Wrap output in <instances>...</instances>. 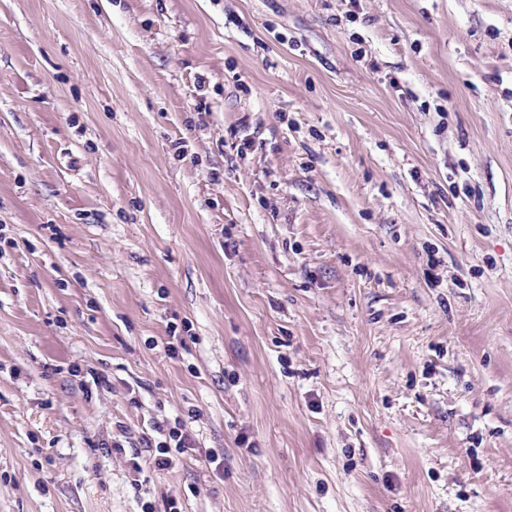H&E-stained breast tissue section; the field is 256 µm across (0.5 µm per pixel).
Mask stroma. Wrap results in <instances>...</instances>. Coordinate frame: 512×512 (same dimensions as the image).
I'll use <instances>...</instances> for the list:
<instances>
[{
  "label": "stroma",
  "instance_id": "35a3bbf8",
  "mask_svg": "<svg viewBox=\"0 0 512 512\" xmlns=\"http://www.w3.org/2000/svg\"><path fill=\"white\" fill-rule=\"evenodd\" d=\"M168 498L512 512V0H0V512ZM185 426L177 423V426L168 430V435H165V440L152 442L149 439L143 440L144 448L150 451L156 448L157 455H153L155 465L160 469L169 468L173 464L176 454L183 453L185 448H192V438L188 432H184ZM153 443H156L153 446Z\"/></svg>",
  "mask_w": 512,
  "mask_h": 512
}]
</instances>
